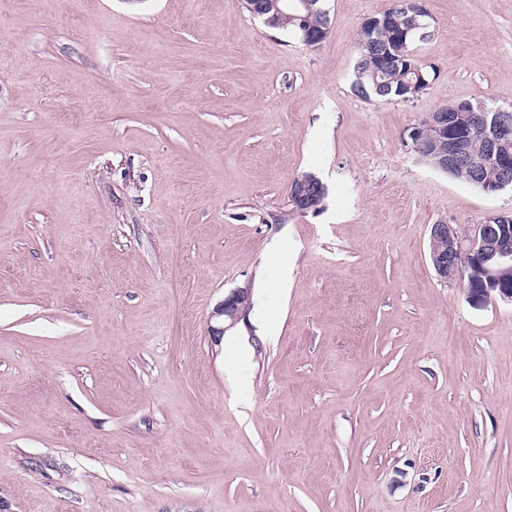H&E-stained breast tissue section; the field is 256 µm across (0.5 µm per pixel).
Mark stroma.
Listing matches in <instances>:
<instances>
[{
	"label": "stroma",
	"mask_w": 512,
	"mask_h": 512,
	"mask_svg": "<svg viewBox=\"0 0 512 512\" xmlns=\"http://www.w3.org/2000/svg\"><path fill=\"white\" fill-rule=\"evenodd\" d=\"M390 5L310 47L244 0H0V512H512V304L429 258L512 192L409 146L512 112V0H426L408 102L354 88ZM325 194L326 186L319 178L300 176L292 181L288 199L296 211L305 213L320 209ZM250 289L237 288L232 291L224 300L216 307L211 315L210 325H208V336L211 343L218 345L224 337V333L232 327L241 313L249 306ZM212 319H219L220 323L211 324ZM226 322L228 324L226 325Z\"/></svg>",
	"instance_id": "35a3bbf8"
}]
</instances>
